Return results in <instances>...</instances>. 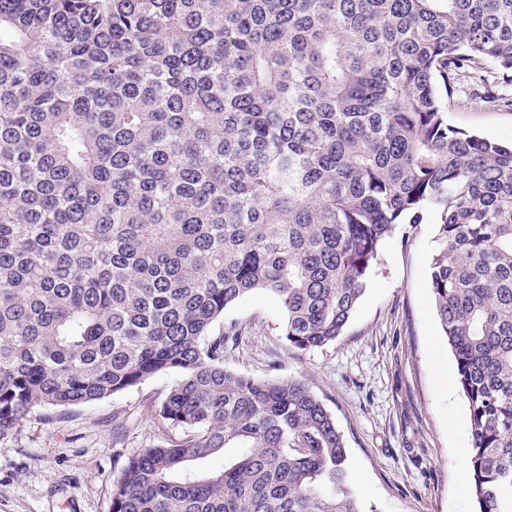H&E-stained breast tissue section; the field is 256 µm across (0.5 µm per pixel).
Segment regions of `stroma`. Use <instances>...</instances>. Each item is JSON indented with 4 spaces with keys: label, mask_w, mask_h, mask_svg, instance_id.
I'll list each match as a JSON object with an SVG mask.
<instances>
[{
    "label": "stroma",
    "mask_w": 512,
    "mask_h": 512,
    "mask_svg": "<svg viewBox=\"0 0 512 512\" xmlns=\"http://www.w3.org/2000/svg\"><path fill=\"white\" fill-rule=\"evenodd\" d=\"M484 92L478 79L458 76L449 123L512 142V83L499 82L503 102L495 109L485 106ZM436 233L430 221L399 227L336 343L309 352L289 347L282 310L263 291L225 312L246 327L225 366L306 380L335 417L353 484L377 512H473L460 476L461 452L470 446L468 404L438 373L439 364L456 362L429 283ZM176 380L159 374L103 401L20 423L0 440V512H112V483L127 458L182 436L155 414Z\"/></svg>",
    "instance_id": "1"
}]
</instances>
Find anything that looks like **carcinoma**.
I'll use <instances>...</instances> for the list:
<instances>
[{
    "label": "carcinoma",
    "mask_w": 512,
    "mask_h": 512,
    "mask_svg": "<svg viewBox=\"0 0 512 512\" xmlns=\"http://www.w3.org/2000/svg\"><path fill=\"white\" fill-rule=\"evenodd\" d=\"M463 72L512 81V0H0V440L170 372L184 437L112 512H373L307 383L224 366V313L265 291L332 344L431 214L475 512H512V146L448 123Z\"/></svg>",
    "instance_id": "1"
}]
</instances>
